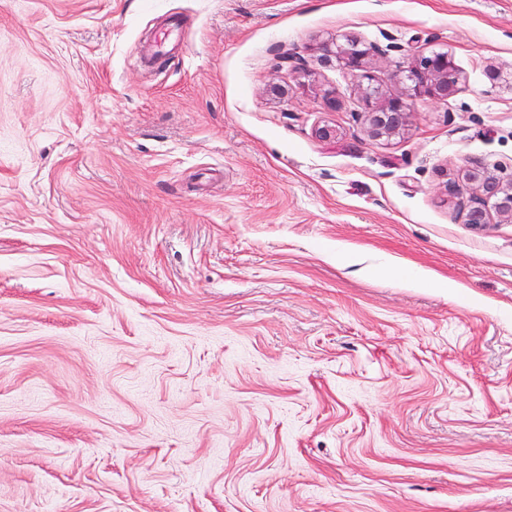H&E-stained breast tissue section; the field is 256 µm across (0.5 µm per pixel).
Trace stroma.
Masks as SVG:
<instances>
[{"label": "stroma", "instance_id": "35a3bbf8", "mask_svg": "<svg viewBox=\"0 0 512 512\" xmlns=\"http://www.w3.org/2000/svg\"><path fill=\"white\" fill-rule=\"evenodd\" d=\"M339 34L460 90L371 140ZM510 76L512 0H0V512H512ZM461 177L479 191L466 210L467 223L487 224L491 210L512 222V179L504 182L481 165L464 168Z\"/></svg>", "mask_w": 512, "mask_h": 512}]
</instances>
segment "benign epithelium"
I'll use <instances>...</instances> for the list:
<instances>
[{
	"instance_id": "obj_1",
	"label": "benign epithelium",
	"mask_w": 512,
	"mask_h": 512,
	"mask_svg": "<svg viewBox=\"0 0 512 512\" xmlns=\"http://www.w3.org/2000/svg\"><path fill=\"white\" fill-rule=\"evenodd\" d=\"M320 49L323 62L334 60L357 78L365 104L362 119L366 133L376 141L390 140L404 133L409 126L413 102L426 99L446 101L459 91V71L451 55L446 52L431 51L416 55L408 66L396 73L404 84V93L384 99L367 68L368 58L374 52L372 46L355 38L338 36L324 41ZM461 177L479 191L466 210L467 223H488L491 210L512 221V180L505 182L481 165L464 168Z\"/></svg>"
}]
</instances>
